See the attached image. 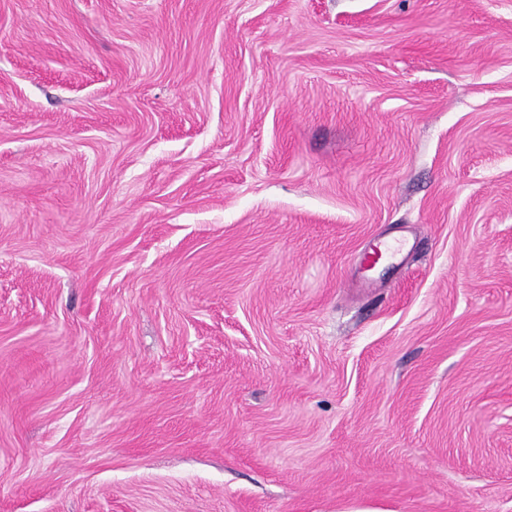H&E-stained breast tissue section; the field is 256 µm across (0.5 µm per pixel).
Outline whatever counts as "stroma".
Segmentation results:
<instances>
[{
    "instance_id": "obj_1",
    "label": "stroma",
    "mask_w": 512,
    "mask_h": 512,
    "mask_svg": "<svg viewBox=\"0 0 512 512\" xmlns=\"http://www.w3.org/2000/svg\"><path fill=\"white\" fill-rule=\"evenodd\" d=\"M0 512H512V0H0Z\"/></svg>"
}]
</instances>
